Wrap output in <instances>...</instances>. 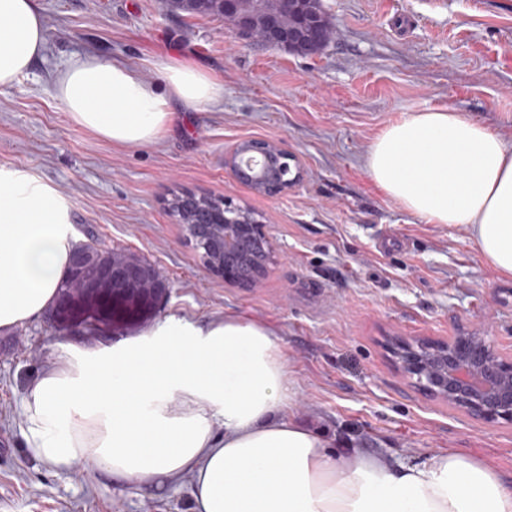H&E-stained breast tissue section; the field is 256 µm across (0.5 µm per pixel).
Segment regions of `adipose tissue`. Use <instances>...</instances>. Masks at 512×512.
<instances>
[{"instance_id":"ef3b65f1","label":"adipose tissue","mask_w":512,"mask_h":512,"mask_svg":"<svg viewBox=\"0 0 512 512\" xmlns=\"http://www.w3.org/2000/svg\"><path fill=\"white\" fill-rule=\"evenodd\" d=\"M45 47L38 0H0V88ZM151 81L94 56L72 61L57 96L112 144L152 142L174 108L218 102L202 69L159 64ZM366 168L387 196L430 224H463L484 264L512 280V143L452 109L413 112L373 141ZM64 197L35 173L0 167V331L53 303L75 247ZM292 395L275 332L234 314L203 327L171 319L112 347H72L21 402L29 457L55 471L97 467L139 487L190 478L195 512H512V488L448 451L412 464L347 448L287 414ZM223 433H215V425Z\"/></svg>"}]
</instances>
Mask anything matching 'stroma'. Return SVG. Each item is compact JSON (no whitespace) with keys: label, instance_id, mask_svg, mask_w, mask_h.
I'll return each mask as SVG.
<instances>
[{"label":"stroma","instance_id":"35a3bbf8","mask_svg":"<svg viewBox=\"0 0 512 512\" xmlns=\"http://www.w3.org/2000/svg\"><path fill=\"white\" fill-rule=\"evenodd\" d=\"M46 46L0 88V166L32 170L70 206L81 241L161 268L170 293L147 325L198 326L240 314L268 325L288 363L289 415L339 447L396 461L454 450L512 481V425L492 426L416 387L390 337L487 336L512 359V282L483 263L466 226L428 224L371 179L375 137L412 112L454 109L512 141V0H322L331 26L311 55L240 39L224 18L164 0H38ZM119 61L149 79L157 63L193 65L221 101L176 111L156 141L112 144L77 125L56 94L76 57ZM249 139L296 156L301 179L275 196L232 173ZM182 189L262 216L276 251L259 283L204 268L163 204ZM76 336L37 320L0 333V512H192L190 479L157 493L93 466L47 470L27 454L19 405L28 382L61 362Z\"/></svg>","mask_w":512,"mask_h":512}]
</instances>
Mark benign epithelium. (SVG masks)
Instances as JSON below:
<instances>
[{"instance_id":"1","label":"benign epithelium","mask_w":512,"mask_h":512,"mask_svg":"<svg viewBox=\"0 0 512 512\" xmlns=\"http://www.w3.org/2000/svg\"><path fill=\"white\" fill-rule=\"evenodd\" d=\"M270 2L268 11L253 13L246 0H217L224 18L237 29L254 28L255 40L263 45H296L307 27L322 23L316 0ZM285 8L293 16L286 38L275 30ZM266 149L267 143L255 141L240 150L231 162L233 174L252 172L262 177L269 164ZM206 223L217 229L215 247L226 257L225 263H209L206 268L229 282L237 276V259L248 241L271 240L265 225L227 224L221 211L207 214ZM65 279L66 289L47 312V327L93 341L110 339L115 324L155 311L170 292L169 280L159 267L131 254L114 256L111 263L100 265L85 247L74 251ZM422 343L421 339L400 343L405 351L399 364L408 378L449 406L489 424H512V360L503 358L488 337L453 336L442 343L444 351L432 361L423 356Z\"/></svg>"}]
</instances>
